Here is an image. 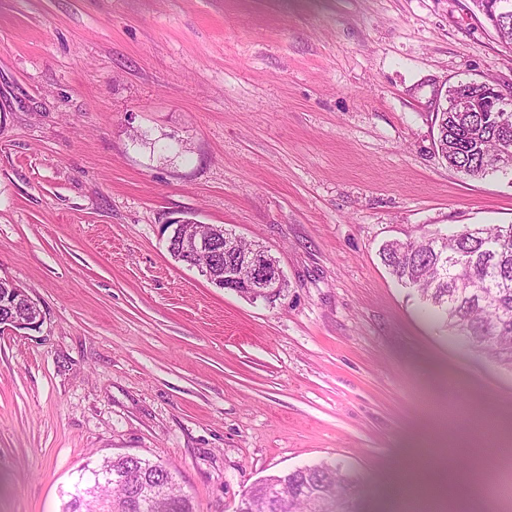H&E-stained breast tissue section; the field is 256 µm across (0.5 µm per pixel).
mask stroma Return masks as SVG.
Segmentation results:
<instances>
[{
  "label": "stroma",
  "instance_id": "stroma-1",
  "mask_svg": "<svg viewBox=\"0 0 512 512\" xmlns=\"http://www.w3.org/2000/svg\"><path fill=\"white\" fill-rule=\"evenodd\" d=\"M469 79L512 88L472 0H0V278L41 309L0 331V512H61L118 455L163 462L194 512L323 461L357 476L352 512H461L456 483L421 488L464 448L490 475L473 496L512 512V370L425 321L378 255L512 224V179L433 145ZM178 217L265 246L283 295L175 261Z\"/></svg>",
  "mask_w": 512,
  "mask_h": 512
}]
</instances>
